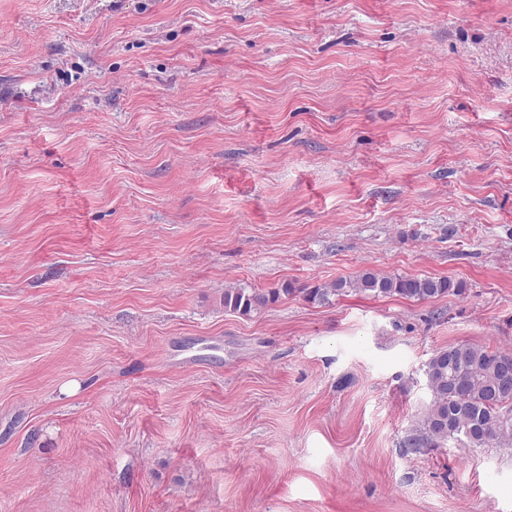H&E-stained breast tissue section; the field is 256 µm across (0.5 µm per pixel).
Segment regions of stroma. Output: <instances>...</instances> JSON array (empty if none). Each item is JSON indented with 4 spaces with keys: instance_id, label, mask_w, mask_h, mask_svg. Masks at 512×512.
<instances>
[{
    "instance_id": "obj_1",
    "label": "stroma",
    "mask_w": 512,
    "mask_h": 512,
    "mask_svg": "<svg viewBox=\"0 0 512 512\" xmlns=\"http://www.w3.org/2000/svg\"><path fill=\"white\" fill-rule=\"evenodd\" d=\"M417 301L280 296L364 269ZM512 350V0H0V512H512L411 450ZM359 292L376 297H401L418 301L444 296L449 292L461 293L463 285L442 277L429 276H383L372 269H365L353 279H339L331 284L296 288L287 283L282 288L268 293L257 292L249 288L229 287L224 290V308L242 315H249L270 301H276L281 293L290 295L302 293L310 302L326 304L331 298L348 292Z\"/></svg>"
}]
</instances>
